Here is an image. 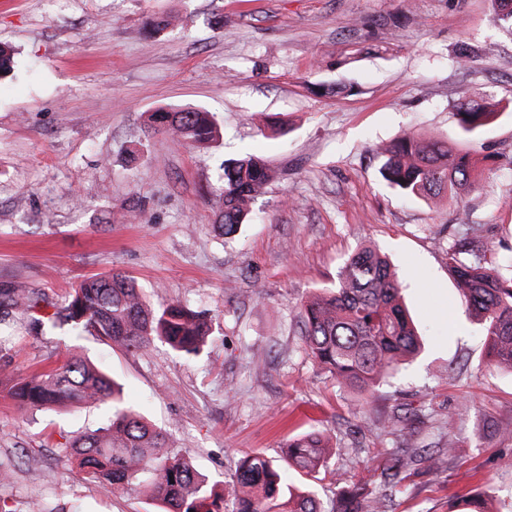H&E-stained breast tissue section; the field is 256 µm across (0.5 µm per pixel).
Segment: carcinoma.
<instances>
[{"label": "carcinoma", "instance_id": "carcinoma-1", "mask_svg": "<svg viewBox=\"0 0 512 512\" xmlns=\"http://www.w3.org/2000/svg\"><path fill=\"white\" fill-rule=\"evenodd\" d=\"M493 2L495 20L512 26V0ZM458 116L462 134L473 138L494 113L467 97L459 103ZM149 126L190 146L219 136L210 113L196 108L158 109L150 114ZM385 155L383 179L430 206L445 201L451 205L459 190L476 183L473 172L478 159L446 139L407 133L389 145ZM223 171L218 227L228 236L246 221L247 202L260 194L274 171L253 156L226 161ZM443 254L481 327L487 364L512 369V259L496 267L488 258V248L480 243L466 250L450 245ZM38 307L39 299L28 288L12 283L0 289V310L26 312ZM49 321L126 350L147 348L158 338L186 354L200 350L208 331L204 319L180 301L152 307L136 282L122 273L83 279ZM298 323L314 364L338 386L360 393L373 391L421 348L396 275L387 258L372 248L351 256L333 287L313 292L301 302ZM6 392L24 416L34 409L105 402L115 398L117 388L99 366L72 355L61 365L10 379ZM399 423L394 417L383 426L399 448L382 465L383 490L377 493L330 468L336 449L316 432L294 435L285 444L286 464L310 477L304 489L286 482L274 460L256 453L238 460L233 489L218 493L169 445L165 431L124 408L113 410L107 423L72 440L60 452L75 459L85 480L105 495L140 490L161 503L162 512H365L368 500L371 512H395L394 493L411 477L410 464L420 459L436 471H445L461 448L450 435L447 448L422 455L416 439L402 434ZM323 476L337 488L328 507L313 490Z\"/></svg>", "mask_w": 512, "mask_h": 512}]
</instances>
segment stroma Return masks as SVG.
Masks as SVG:
<instances>
[{"label": "stroma", "mask_w": 512, "mask_h": 512, "mask_svg": "<svg viewBox=\"0 0 512 512\" xmlns=\"http://www.w3.org/2000/svg\"><path fill=\"white\" fill-rule=\"evenodd\" d=\"M156 14L176 22L149 33ZM493 15L492 0H0V41L15 49L0 75V285L58 302L85 277L121 272L152 306L181 301L212 327L185 355L159 340L127 351L37 336L22 314L0 324V364L73 353L101 366L121 406L220 492L243 453L280 457L314 428L341 447L333 468L373 482L396 414L422 442L463 443L447 472L420 468L396 512H451L488 489L512 498V438L493 430L512 424V373L487 368L443 259L463 212L493 253L512 252V29ZM465 97L496 112L474 140L458 128ZM160 107L205 108L220 135L195 147L147 135ZM408 132L479 158L458 208L381 177L382 148ZM247 155L277 176L225 237L223 163ZM365 245L388 255L425 348L361 395L317 369L297 315ZM111 415L105 404L24 421L0 394V461L15 470L0 512H161L138 493L103 496L59 456Z\"/></svg>", "instance_id": "obj_1"}]
</instances>
